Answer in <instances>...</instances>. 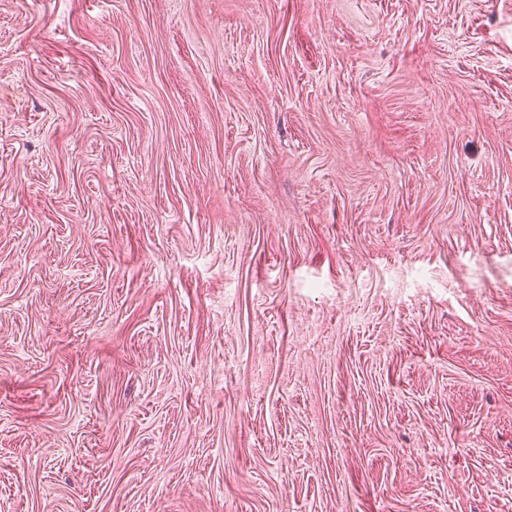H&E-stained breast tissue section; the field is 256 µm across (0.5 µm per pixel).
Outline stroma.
<instances>
[{
	"instance_id": "1",
	"label": "stroma",
	"mask_w": 512,
	"mask_h": 512,
	"mask_svg": "<svg viewBox=\"0 0 512 512\" xmlns=\"http://www.w3.org/2000/svg\"><path fill=\"white\" fill-rule=\"evenodd\" d=\"M0 512H512V0H0Z\"/></svg>"
}]
</instances>
